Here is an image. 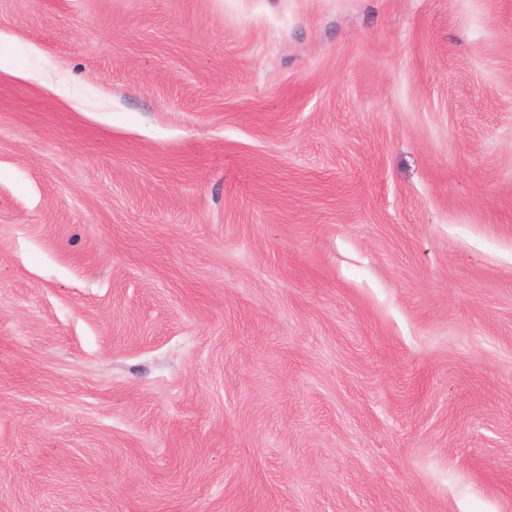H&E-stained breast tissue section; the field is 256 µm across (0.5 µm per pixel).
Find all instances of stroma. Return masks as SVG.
<instances>
[{
    "mask_svg": "<svg viewBox=\"0 0 512 512\" xmlns=\"http://www.w3.org/2000/svg\"><path fill=\"white\" fill-rule=\"evenodd\" d=\"M0 512H512V0H0Z\"/></svg>",
    "mask_w": 512,
    "mask_h": 512,
    "instance_id": "stroma-1",
    "label": "stroma"
}]
</instances>
